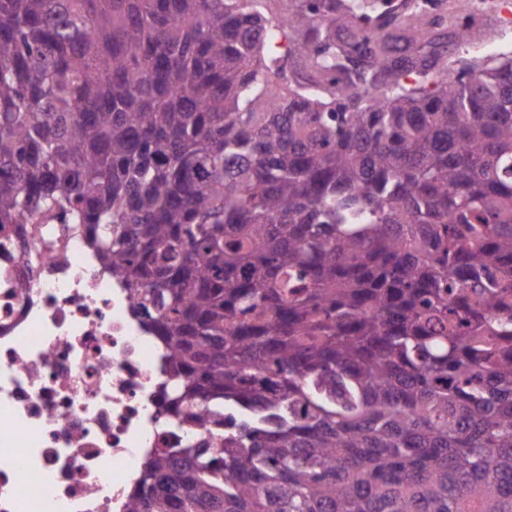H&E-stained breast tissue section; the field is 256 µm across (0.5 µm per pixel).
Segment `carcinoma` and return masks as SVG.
<instances>
[{
  "label": "carcinoma",
  "instance_id": "carcinoma-1",
  "mask_svg": "<svg viewBox=\"0 0 512 512\" xmlns=\"http://www.w3.org/2000/svg\"><path fill=\"white\" fill-rule=\"evenodd\" d=\"M0 0V224L165 349L126 512H512V51L391 0Z\"/></svg>",
  "mask_w": 512,
  "mask_h": 512
}]
</instances>
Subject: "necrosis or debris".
<instances>
[{
    "label": "necrosis or debris",
    "instance_id": "necrosis-or-debris-1",
    "mask_svg": "<svg viewBox=\"0 0 512 512\" xmlns=\"http://www.w3.org/2000/svg\"><path fill=\"white\" fill-rule=\"evenodd\" d=\"M0 225V512H125L149 452L206 434L159 416L163 351L80 238Z\"/></svg>",
    "mask_w": 512,
    "mask_h": 512
}]
</instances>
